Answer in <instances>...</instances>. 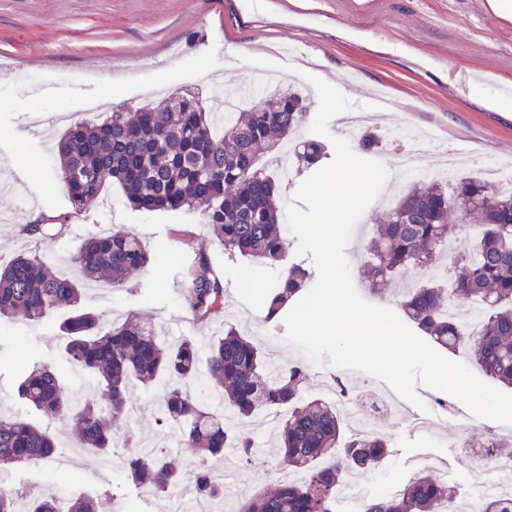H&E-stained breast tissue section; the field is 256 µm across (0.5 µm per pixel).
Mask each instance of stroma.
<instances>
[{
    "label": "stroma",
    "mask_w": 512,
    "mask_h": 512,
    "mask_svg": "<svg viewBox=\"0 0 512 512\" xmlns=\"http://www.w3.org/2000/svg\"><path fill=\"white\" fill-rule=\"evenodd\" d=\"M292 46L304 55L298 75L279 69L289 61ZM229 49L247 55V63L225 68ZM257 75L264 77L268 92L288 89L303 96L298 141L313 137L315 77L333 82L354 111L381 105L387 125L411 133L434 130L438 142L419 154L416 170L390 174L383 193L391 198L442 168L443 154L452 146L474 150L473 160L460 170L464 177L484 176L489 164H512V112L493 111L484 102L488 94L512 98V21L494 16L487 0H261L256 9L247 8L245 0H0V266L17 254H35L57 274L72 278L77 274L72 258L87 237L129 230L150 251L147 270L120 288H85V307L107 320L133 314L157 324L169 344L181 336L206 344L230 322L279 364L301 360L285 341V325L262 321L263 297L279 269L225 254L200 211L138 210L116 184L86 209L74 210L58 177V143L68 128L61 113L91 121L101 112L155 105L187 92L214 111L225 102L218 87L231 85L242 93ZM470 84L477 93L467 92ZM46 211L67 215L61 234L25 235L23 225ZM386 211L379 200L367 207L345 253L361 297L392 309L393 290L375 293L361 277L372 229L383 223ZM202 253L224 281V308L199 323L184 296ZM66 316L63 310L39 322L0 316V413L49 429L58 441L55 462L11 466L0 472V483L27 494L74 490L116 512H168L169 496L135 488L119 463L103 465L101 456L81 448L73 421L48 419L18 399L22 376L44 362L61 367L69 391L82 400H100L90 375L63 365L58 326ZM343 377L359 395L373 391L398 408L376 425L390 444L387 463L357 474L358 482L406 483L415 472L408 458L423 452L432 473L454 490L458 505L474 500L473 471L483 442L494 434H512V425L468 414L460 421L448 418L426 436L411 427L413 404L385 382L354 371ZM160 401L159 387L131 389L132 416L119 440L152 435L179 462L182 486H192L196 456L160 428ZM265 423L261 415L239 427L252 442L255 463L236 465L235 486L224 492L229 503H237L240 492L274 486L284 476Z\"/></svg>",
    "instance_id": "stroma-1"
}]
</instances>
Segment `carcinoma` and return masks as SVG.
Returning a JSON list of instances; mask_svg holds the SVG:
<instances>
[{
    "instance_id": "obj_1",
    "label": "carcinoma",
    "mask_w": 512,
    "mask_h": 512,
    "mask_svg": "<svg viewBox=\"0 0 512 512\" xmlns=\"http://www.w3.org/2000/svg\"><path fill=\"white\" fill-rule=\"evenodd\" d=\"M304 110L298 94L272 93L218 123L199 98L187 94L173 105L114 112L100 124L77 121L59 142L61 180L76 210L98 198L108 182L118 183L134 208L200 210L226 253L282 268L262 315L265 323L278 324L288 304L308 286L311 273L301 264H287L290 241L275 205L280 180L256 164L262 146L277 147L297 131ZM324 155V146L315 140L295 148L299 168L316 165ZM67 220L60 214L47 225L28 224L23 231L43 237L48 225L62 228ZM371 255L368 274L383 282H396L401 271H419L420 282L399 296L410 322L439 346L463 354L486 376L512 387L511 192L504 194L473 177L455 180L451 191L446 179L415 181L389 211ZM73 261L86 282L119 288L147 269L150 253L137 236L114 231L87 238ZM81 295L77 281L53 273L35 255L20 254L0 268V316L40 321L60 308L74 310L61 327L63 357L95 378L106 405L64 395L56 367L45 363L23 377L17 395L50 418L72 420L80 446L116 457L134 486L164 495L180 484L178 467L160 452L145 454L135 445L120 449L114 444L130 387L164 379L169 383L158 422L200 453L193 491L209 501L224 496L214 467L225 459L226 449H233L241 464L252 461L251 445L239 436V424L290 408L277 424L278 459L305 478L246 496L236 512H337L336 490L344 478L371 470L390 456L384 437H350L332 403L302 398L306 364L273 366L236 326H224V335L210 343L202 375L196 341L167 344L152 324H107L103 316L79 308ZM460 300L479 319L473 335L465 333L462 318L450 314ZM186 304L199 322L224 307V281L203 256L191 272ZM201 377L215 384L223 414L208 412L187 388ZM227 416L233 423L225 421ZM56 454L57 441L49 430L0 416V470L48 463ZM454 501L447 484L417 473L397 495L369 498L361 508L448 512ZM100 509V503L81 495L67 499L66 512ZM24 512H58L57 500L29 497Z\"/></svg>"
}]
</instances>
